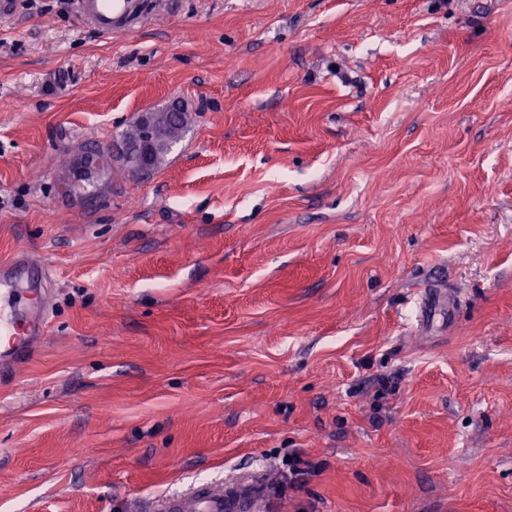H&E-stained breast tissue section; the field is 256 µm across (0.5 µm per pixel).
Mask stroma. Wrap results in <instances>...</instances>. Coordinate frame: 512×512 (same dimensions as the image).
<instances>
[{"instance_id": "35a3bbf8", "label": "stroma", "mask_w": 512, "mask_h": 512, "mask_svg": "<svg viewBox=\"0 0 512 512\" xmlns=\"http://www.w3.org/2000/svg\"><path fill=\"white\" fill-rule=\"evenodd\" d=\"M175 102L155 171L61 194ZM19 252L53 321L0 379V512L263 468L266 512H512V0H150L112 35L36 0L0 19ZM428 285L456 296L429 328ZM171 108L157 111L166 114V121L160 129L154 141V162L155 166L160 164L164 157L170 152L172 147L177 144L183 137L185 130L190 122V115L181 109V120L178 124H172L167 117ZM136 122L141 129L143 141L136 148H131L124 140L119 137H113L110 149L97 147L95 149L87 148L79 154L77 163L84 174L96 172L101 173L112 165V162H119L129 166L132 170L144 172L148 170L142 163V150L149 144L155 134V112H142ZM136 122L127 126L119 134L120 137L133 139L136 134Z\"/></svg>"}]
</instances>
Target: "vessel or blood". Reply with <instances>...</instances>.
Here are the masks:
<instances>
[{
    "instance_id": "1",
    "label": "vessel or blood",
    "mask_w": 512,
    "mask_h": 512,
    "mask_svg": "<svg viewBox=\"0 0 512 512\" xmlns=\"http://www.w3.org/2000/svg\"><path fill=\"white\" fill-rule=\"evenodd\" d=\"M79 18L104 34L123 32L140 20L144 0H74ZM52 295L49 270L17 256L0 263V369L30 359L47 335ZM256 480L232 482L224 489L203 483L188 493H170L162 512H263Z\"/></svg>"
}]
</instances>
